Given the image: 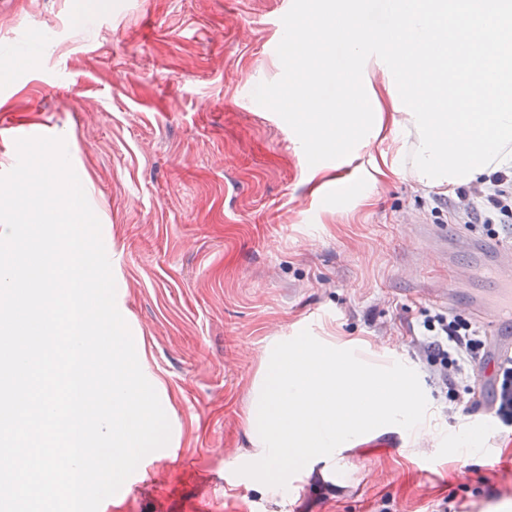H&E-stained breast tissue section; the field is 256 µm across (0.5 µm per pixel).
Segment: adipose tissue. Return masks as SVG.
<instances>
[{
  "instance_id": "1",
  "label": "adipose tissue",
  "mask_w": 512,
  "mask_h": 512,
  "mask_svg": "<svg viewBox=\"0 0 512 512\" xmlns=\"http://www.w3.org/2000/svg\"><path fill=\"white\" fill-rule=\"evenodd\" d=\"M400 21L362 24L364 0H323L321 18L291 24L288 68L300 72L283 105L315 158L344 159L364 137L388 132L407 165L381 155L373 182L404 175L424 186H460L512 164V0H394ZM373 51L360 53L363 40ZM342 49L343 71L323 60ZM336 81L334 101L318 85Z\"/></svg>"
}]
</instances>
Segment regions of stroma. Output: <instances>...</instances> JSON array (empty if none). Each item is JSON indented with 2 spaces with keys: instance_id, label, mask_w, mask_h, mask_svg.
Wrapping results in <instances>:
<instances>
[{
  "instance_id": "1",
  "label": "stroma",
  "mask_w": 512,
  "mask_h": 512,
  "mask_svg": "<svg viewBox=\"0 0 512 512\" xmlns=\"http://www.w3.org/2000/svg\"><path fill=\"white\" fill-rule=\"evenodd\" d=\"M310 0H0V117L64 138L112 257L116 304L168 416V448L144 457L101 512H512V428L448 413L411 328L443 312L427 289L448 268L418 224L463 232L412 179L371 183L391 140H368L315 189L279 98L281 46ZM40 34L32 63L13 43ZM362 359L413 368L431 444L379 430L280 493L238 469L265 347L302 330ZM475 437L479 459L453 451ZM182 449L184 465L169 461Z\"/></svg>"
}]
</instances>
